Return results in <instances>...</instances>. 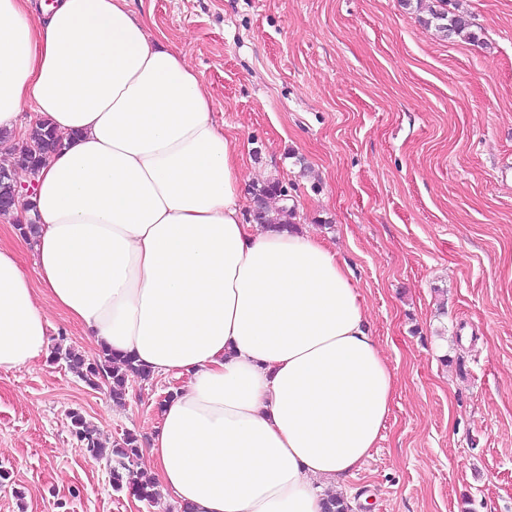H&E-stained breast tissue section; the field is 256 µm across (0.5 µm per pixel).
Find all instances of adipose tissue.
<instances>
[{"label":"adipose tissue","instance_id":"1","mask_svg":"<svg viewBox=\"0 0 512 512\" xmlns=\"http://www.w3.org/2000/svg\"><path fill=\"white\" fill-rule=\"evenodd\" d=\"M63 138L34 184L41 283L99 347L186 383L145 455L188 512H324L394 397L346 263L318 237L244 223L241 170L195 69L127 0H0V131L24 107ZM0 243V371L48 319Z\"/></svg>","mask_w":512,"mask_h":512}]
</instances>
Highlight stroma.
<instances>
[{
	"label": "stroma",
	"mask_w": 512,
	"mask_h": 512,
	"mask_svg": "<svg viewBox=\"0 0 512 512\" xmlns=\"http://www.w3.org/2000/svg\"><path fill=\"white\" fill-rule=\"evenodd\" d=\"M128 0L199 74L244 175L346 259L397 389L340 494L353 512H512V0ZM51 342L98 349L46 306ZM183 379L125 405L42 357L0 372V512H182L114 491L71 433L148 444ZM447 2V0H440V9H431L429 13L431 17L430 19L427 20V22L429 24L434 23L435 28L439 30V32L443 33L445 37L451 35H463L468 40L476 39L474 34L468 31L469 24L462 16L450 12L442 6L445 5Z\"/></svg>",
	"instance_id": "stroma-1"
}]
</instances>
